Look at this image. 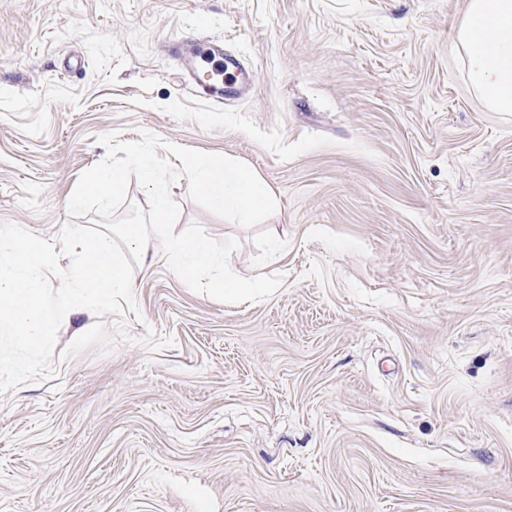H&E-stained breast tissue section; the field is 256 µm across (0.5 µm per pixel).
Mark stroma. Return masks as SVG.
I'll return each mask as SVG.
<instances>
[{"label": "stroma", "instance_id": "1", "mask_svg": "<svg viewBox=\"0 0 512 512\" xmlns=\"http://www.w3.org/2000/svg\"><path fill=\"white\" fill-rule=\"evenodd\" d=\"M467 0H0V222L57 240L97 136L248 164L246 298L136 267L127 339L0 394V512H512V112L454 50ZM252 72L213 103L167 45ZM76 72H69L70 64Z\"/></svg>", "mask_w": 512, "mask_h": 512}]
</instances>
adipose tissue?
<instances>
[{
    "mask_svg": "<svg viewBox=\"0 0 512 512\" xmlns=\"http://www.w3.org/2000/svg\"><path fill=\"white\" fill-rule=\"evenodd\" d=\"M455 43L467 64L470 84L485 106L495 112H512V0H467ZM162 257L188 282L212 271L210 289L215 294L238 295L244 289L243 281L217 274L224 260L206 238L168 239Z\"/></svg>",
    "mask_w": 512,
    "mask_h": 512,
    "instance_id": "obj_1",
    "label": "adipose tissue"
}]
</instances>
